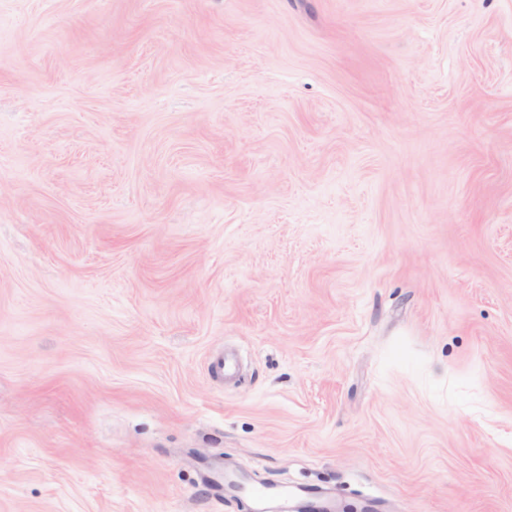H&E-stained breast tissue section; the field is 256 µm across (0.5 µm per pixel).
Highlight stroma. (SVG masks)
Returning a JSON list of instances; mask_svg holds the SVG:
<instances>
[{"label": "stroma", "instance_id": "1", "mask_svg": "<svg viewBox=\"0 0 512 512\" xmlns=\"http://www.w3.org/2000/svg\"><path fill=\"white\" fill-rule=\"evenodd\" d=\"M227 464L512 512V0H0V512Z\"/></svg>", "mask_w": 512, "mask_h": 512}]
</instances>
